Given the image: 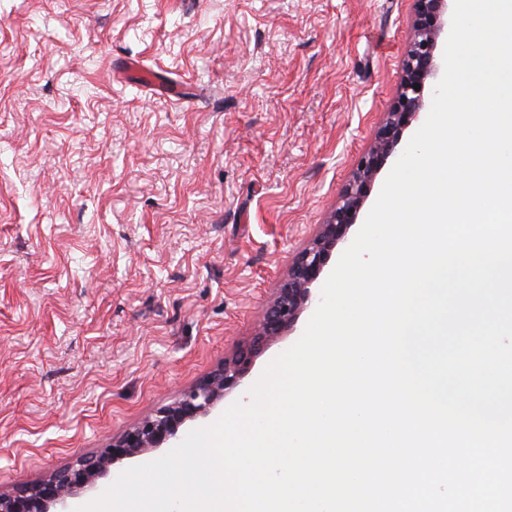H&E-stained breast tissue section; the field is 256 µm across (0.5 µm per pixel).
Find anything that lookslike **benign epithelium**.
Here are the masks:
<instances>
[{
	"mask_svg": "<svg viewBox=\"0 0 512 512\" xmlns=\"http://www.w3.org/2000/svg\"><path fill=\"white\" fill-rule=\"evenodd\" d=\"M414 8V37L403 62L397 98L379 126L374 144L359 158L336 207L294 258L288 278L277 289L254 335L217 369L184 389L171 403L144 415L106 447L39 482L0 492V512H69V501L96 488L114 465L160 448L174 440L181 428L216 411L227 396L241 389L258 351L294 329L301 313L314 301L315 286L333 252L357 224L377 175L405 130L423 111L425 96L437 74L447 0H414Z\"/></svg>",
	"mask_w": 512,
	"mask_h": 512,
	"instance_id": "1",
	"label": "benign epithelium"
}]
</instances>
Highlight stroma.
Here are the masks:
<instances>
[{"label":"stroma","instance_id":"1","mask_svg":"<svg viewBox=\"0 0 512 512\" xmlns=\"http://www.w3.org/2000/svg\"><path fill=\"white\" fill-rule=\"evenodd\" d=\"M413 0H0V491L251 336L399 90ZM129 61L184 87L117 79Z\"/></svg>","mask_w":512,"mask_h":512}]
</instances>
